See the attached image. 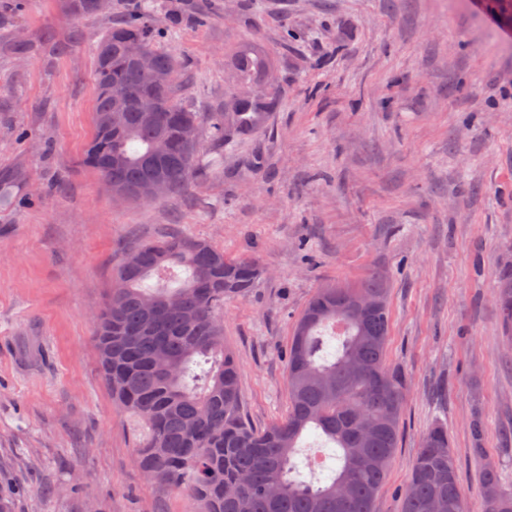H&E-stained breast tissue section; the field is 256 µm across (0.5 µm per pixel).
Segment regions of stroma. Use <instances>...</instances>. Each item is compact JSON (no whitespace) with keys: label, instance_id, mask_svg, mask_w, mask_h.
Returning <instances> with one entry per match:
<instances>
[{"label":"stroma","instance_id":"35a3bbf8","mask_svg":"<svg viewBox=\"0 0 512 512\" xmlns=\"http://www.w3.org/2000/svg\"><path fill=\"white\" fill-rule=\"evenodd\" d=\"M152 2L189 107L223 111L234 87L224 52L249 40L277 61L281 105L186 190L118 200L82 156L92 46L128 0L78 20L60 0H30L0 24V177L16 180L14 206L0 210V492L14 512H200L142 479L147 428L113 403L95 345L124 251L184 232L264 270L223 313L259 427L288 410V343L316 289L385 273L386 363L409 391L374 512H399L438 421L465 510L479 512L473 418L512 480V341L495 302L512 263V23L487 0Z\"/></svg>","mask_w":512,"mask_h":512}]
</instances>
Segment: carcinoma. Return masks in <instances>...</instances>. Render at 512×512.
Instances as JSON below:
<instances>
[{"instance_id":"carcinoma-1","label":"carcinoma","mask_w":512,"mask_h":512,"mask_svg":"<svg viewBox=\"0 0 512 512\" xmlns=\"http://www.w3.org/2000/svg\"><path fill=\"white\" fill-rule=\"evenodd\" d=\"M66 15L94 16L93 0H61ZM26 0H0V20L22 14ZM148 0L138 14L112 23L94 54V134L83 163L97 172L112 197L139 200L136 189L155 178L174 193L187 187L211 163L200 140L185 142L181 126L207 127L219 146L263 129L279 107L272 87L275 61L259 41L230 52L237 90L222 112H199L179 98L178 57L157 47ZM137 37L157 70L172 83L157 87L150 72L126 53ZM126 91L121 123L109 126L112 88ZM134 268L121 258L112 275L107 303L97 320L96 348L112 398L150 428L139 441L135 461L154 482L183 490L201 512H373L400 441L406 380L385 361L390 329L389 284L373 272L352 286L316 290L293 329L288 347V411L264 428L242 414L240 366L224 344V301L243 299L263 276L249 258L231 259L218 246L182 234L137 244ZM158 278L154 287L146 279ZM359 297L381 302L362 317L351 307ZM496 302L512 332V266L502 267ZM172 363L156 365L158 354ZM374 429L365 437L359 422ZM309 429L339 450V464L325 480L302 479L296 455ZM473 454L480 462V512H512V486L481 448L482 420L472 426ZM465 512L460 464L448 429L434 424L423 436L403 490L401 512Z\"/></svg>"}]
</instances>
